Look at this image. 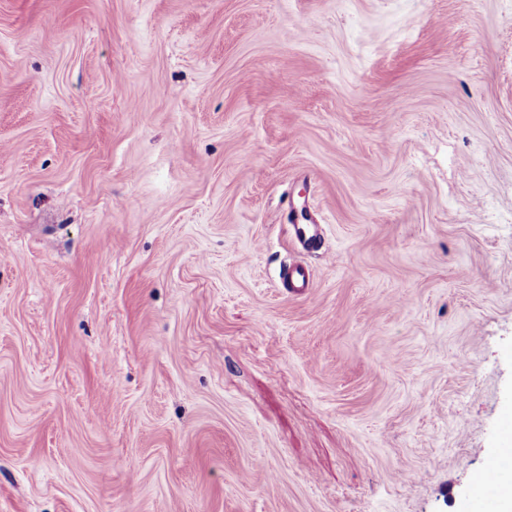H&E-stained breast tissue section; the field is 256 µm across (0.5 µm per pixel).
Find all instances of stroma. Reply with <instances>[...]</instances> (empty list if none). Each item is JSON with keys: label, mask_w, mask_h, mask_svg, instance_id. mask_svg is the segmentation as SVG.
<instances>
[{"label": "stroma", "mask_w": 512, "mask_h": 512, "mask_svg": "<svg viewBox=\"0 0 512 512\" xmlns=\"http://www.w3.org/2000/svg\"><path fill=\"white\" fill-rule=\"evenodd\" d=\"M509 415L512 0H0V512H459Z\"/></svg>", "instance_id": "obj_1"}]
</instances>
